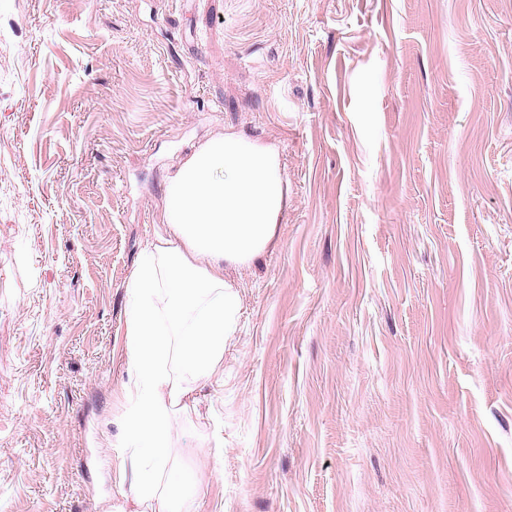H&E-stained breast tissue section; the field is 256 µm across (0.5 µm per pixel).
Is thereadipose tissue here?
Here are the masks:
<instances>
[{
	"instance_id": "ef3b65f1",
	"label": "adipose tissue",
	"mask_w": 512,
	"mask_h": 512,
	"mask_svg": "<svg viewBox=\"0 0 512 512\" xmlns=\"http://www.w3.org/2000/svg\"><path fill=\"white\" fill-rule=\"evenodd\" d=\"M288 186L275 144L218 135L188 157L166 187L164 223L133 271L127 318L134 406L125 436L135 512H180L187 480L169 489L154 470L169 446L176 411L196 408L197 384L214 378L236 334L242 296L230 271L277 244ZM168 296L158 307V292ZM170 325L177 343L162 330ZM177 357L181 377L166 365Z\"/></svg>"
}]
</instances>
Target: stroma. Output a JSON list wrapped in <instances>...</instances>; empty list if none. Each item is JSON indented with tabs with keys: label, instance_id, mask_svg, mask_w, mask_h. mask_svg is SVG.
<instances>
[{
	"label": "stroma",
	"instance_id": "stroma-1",
	"mask_svg": "<svg viewBox=\"0 0 512 512\" xmlns=\"http://www.w3.org/2000/svg\"><path fill=\"white\" fill-rule=\"evenodd\" d=\"M227 129L288 209L160 480L512 512V0H0V512H129L127 283Z\"/></svg>",
	"mask_w": 512,
	"mask_h": 512
}]
</instances>
